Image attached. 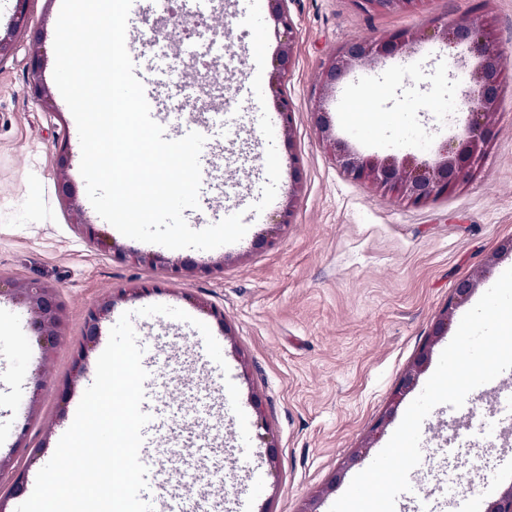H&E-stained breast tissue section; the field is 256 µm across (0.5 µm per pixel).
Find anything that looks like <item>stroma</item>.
<instances>
[{
    "mask_svg": "<svg viewBox=\"0 0 512 512\" xmlns=\"http://www.w3.org/2000/svg\"><path fill=\"white\" fill-rule=\"evenodd\" d=\"M478 4L495 19L494 38L506 66L487 147L469 178L422 205L347 179L311 121L317 104L325 105L334 132L354 150L430 162L441 142L464 130L465 115L440 106L472 90L470 69L458 64L464 50L420 40L410 57L384 58L346 75L335 95L323 100V62L347 43L416 33L437 20L463 21ZM286 7L294 29L293 61L279 81L274 62L283 28L271 0H260L249 15L239 11L237 0H172L171 9H148L144 52L166 58L155 81L157 97L178 99L190 130L218 147L204 157L203 168L218 171L241 156L253 159L232 180L227 201L262 205L259 222L249 224L240 241L204 251L127 238L96 213L80 173L76 122L53 79L61 0H31L22 29L14 26L16 0H0V31L12 40L9 53L0 57V276L59 285L66 322L52 360L41 363L25 308L0 299V455L13 457L25 476L24 490L7 500V512L32 493L38 471L94 381L111 328L126 312L154 360L158 382L167 385L172 444H180L185 431L204 427L213 446L224 451L209 476L186 469L182 490H196L205 477L228 510L246 496L250 512H298L355 448L373 439L337 486L344 493L401 423L400 410L389 425L378 421L419 351L429 344L438 355L448 345V338L434 342L430 335L456 285L476 278V301L512 267V255L485 263L512 238V0H420L406 11L372 16L354 0H287ZM202 18L217 29L232 26L234 59H226L209 35L184 39V29ZM37 37L44 55L35 76L30 47ZM257 45L263 48L258 60L252 57ZM175 82L181 85L177 95L171 90ZM251 82L259 89L254 103L242 99ZM41 87L52 98L51 108L39 100ZM355 93L364 121L349 127L339 106ZM283 97L295 110L288 133L278 112ZM64 150L69 164L62 172L57 162ZM62 175L73 188L72 199L58 193ZM294 181L301 191L292 203L288 186ZM289 205L291 224L275 226ZM82 220L126 251L189 259L208 270L168 279L164 270L122 260L89 241L78 227ZM262 235L271 243L260 248L256 241ZM109 300L114 306L101 323L98 343L88 347L85 372L72 377L85 319ZM154 304L182 309L191 320L140 315V308ZM198 320L219 343L227 371L201 364ZM39 372L45 385L38 392ZM230 382L239 389L247 417V451L236 446ZM34 396L39 406L31 418ZM493 406L480 395L474 411L442 404L424 419L421 445L428 453L411 471L405 495L413 512H455V495L444 492L448 480L456 481L462 495L481 490L499 461L512 456V416ZM21 436L27 449L15 445ZM448 446L465 454L443 467L432 451Z\"/></svg>",
    "mask_w": 512,
    "mask_h": 512,
    "instance_id": "1",
    "label": "stroma"
}]
</instances>
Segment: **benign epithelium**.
Segmentation results:
<instances>
[{
  "label": "benign epithelium",
  "instance_id": "7a95c632",
  "mask_svg": "<svg viewBox=\"0 0 512 512\" xmlns=\"http://www.w3.org/2000/svg\"><path fill=\"white\" fill-rule=\"evenodd\" d=\"M273 2L278 5L277 21L282 25L284 37L277 65V73L281 77L288 73L292 65L293 27L283 7L285 0ZM414 2L416 0H355L367 12L401 10ZM493 28L494 18L482 7L473 10L471 17L464 22H436L431 27V37L453 46L465 42L480 60V65L471 75L478 88V95L473 99H464V104L461 105V109L469 115L463 138L452 142L443 141L433 163H420L409 156L400 159L393 154L365 156L354 151L346 142L332 136L329 112L319 105L312 111V119L322 139L326 141L336 166L353 181L378 185L416 204L434 200L446 194L449 188L465 181L470 176L474 163L485 151L487 122L497 112L502 94L499 77L506 62L492 40ZM416 40V35L404 32L384 40H363L344 45L324 63L319 85L323 91H329L344 75L360 66L363 67L377 58L396 57L407 53ZM118 256L123 260L133 259L143 265L159 266L177 276H193L206 272L205 267L196 263H170L155 254L126 253L120 250ZM475 286L476 281L472 279L458 284L447 307L435 323L434 336L440 337L448 333L452 310L471 295ZM2 296H8L26 308L29 329L44 341L41 362H47L64 329L60 289L49 283L0 278V297ZM114 303L115 300L110 299L88 313L85 322L86 342L97 340L100 323L111 312ZM430 360L431 350L426 347L394 389L390 407L381 423H386L395 414L400 403L417 385L419 376L427 369ZM370 447L371 443L368 442L357 448L343 463L341 474L333 477L321 491L307 498L299 512H321L324 499L335 491L342 473L350 469ZM3 482L11 484L12 494L17 493L24 484V476L15 469L14 459L11 457L0 456V483ZM486 512H512V485L503 491L499 499L487 505Z\"/></svg>",
  "mask_w": 512,
  "mask_h": 512
}]
</instances>
